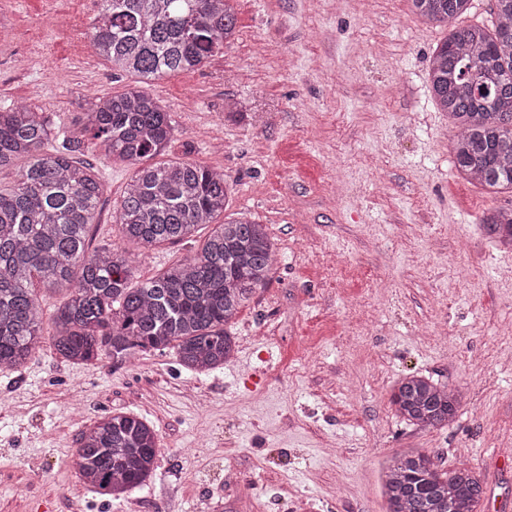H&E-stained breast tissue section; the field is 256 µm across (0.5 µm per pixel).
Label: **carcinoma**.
<instances>
[{
  "label": "carcinoma",
  "mask_w": 512,
  "mask_h": 512,
  "mask_svg": "<svg viewBox=\"0 0 512 512\" xmlns=\"http://www.w3.org/2000/svg\"><path fill=\"white\" fill-rule=\"evenodd\" d=\"M473 0H412L417 14L451 26L430 58L436 106L459 133L453 155L471 183L512 189V0H494L493 28L455 21ZM232 0H102L90 29L112 70L137 77L122 93L85 100L82 122L105 154L136 166L118 215L123 238L149 251L191 238L226 210L233 190L224 172L186 161L149 160L172 140L170 115L147 92L150 81L198 69L236 36ZM80 143L57 131L39 106L0 107V170L26 160L15 184L0 189V370H17L45 343L64 359L103 356L114 365L167 350L181 368L207 374L230 361L227 325L263 287L273 266L266 226L247 217L215 225L195 255L157 277L134 281V258L104 245L88 252L104 186L94 167L72 156ZM512 247V211L482 219ZM66 300L42 333L44 310L33 288ZM391 404L402 420L442 429L461 408L460 392L407 374ZM158 435L130 413L105 416L81 431L70 466L90 491L119 499L151 477ZM388 512H480L483 475L463 464L438 468L429 455L401 452L385 468Z\"/></svg>",
  "instance_id": "obj_1"
}]
</instances>
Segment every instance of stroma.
Listing matches in <instances>:
<instances>
[{
	"mask_svg": "<svg viewBox=\"0 0 512 512\" xmlns=\"http://www.w3.org/2000/svg\"><path fill=\"white\" fill-rule=\"evenodd\" d=\"M100 0H0V107L36 104L105 189L89 249L123 245L133 166L82 135L86 98L133 79L98 55ZM239 35L150 93L174 127L167 157L223 170L227 217L266 224L267 285L232 320L237 355L198 376L169 353L74 364L44 346L0 371V512H387L383 467L413 448L480 468L512 512V250L483 230L512 190L469 183L429 61L448 35L411 0H235ZM139 256L148 280L207 237ZM452 385L462 407L425 431L389 398L405 374ZM133 412L159 436L142 488L108 500L69 466L79 430ZM233 469L255 487L242 497Z\"/></svg>",
	"mask_w": 512,
	"mask_h": 512,
	"instance_id": "stroma-1",
	"label": "stroma"
}]
</instances>
